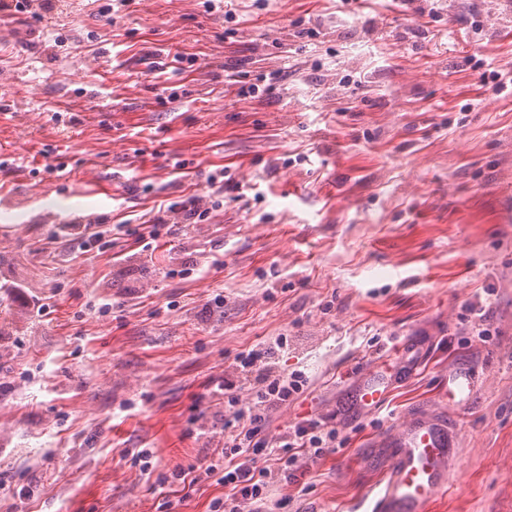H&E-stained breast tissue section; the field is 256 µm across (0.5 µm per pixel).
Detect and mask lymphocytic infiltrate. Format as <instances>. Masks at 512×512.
<instances>
[{"label": "lymphocytic infiltrate", "instance_id": "obj_1", "mask_svg": "<svg viewBox=\"0 0 512 512\" xmlns=\"http://www.w3.org/2000/svg\"><path fill=\"white\" fill-rule=\"evenodd\" d=\"M207 184L211 190L208 200L193 195L174 201L161 206L156 215L145 221L149 239L157 240L164 232L175 236L186 225L205 223L233 181L227 178L225 169L218 168L208 174ZM287 345V338L280 336L237 354V379L252 383L250 403H240L235 392L237 379L222 378L209 384L210 395L223 397L236 430L214 448L209 460L189 465L176 474L177 479L194 485L213 479L224 484L225 495L213 498L208 512H267L274 483L291 478L299 468L300 458H323L336 440L335 431L314 419L296 422L277 444H270L263 437L262 429L271 412L302 394L307 385L303 373L285 374L272 367L275 352Z\"/></svg>", "mask_w": 512, "mask_h": 512}]
</instances>
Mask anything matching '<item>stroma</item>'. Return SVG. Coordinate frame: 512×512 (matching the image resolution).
I'll return each instance as SVG.
<instances>
[{
  "instance_id": "35a3bbf8",
  "label": "stroma",
  "mask_w": 512,
  "mask_h": 512,
  "mask_svg": "<svg viewBox=\"0 0 512 512\" xmlns=\"http://www.w3.org/2000/svg\"><path fill=\"white\" fill-rule=\"evenodd\" d=\"M203 4L0 16V159L17 165L0 179V512H164L158 478L232 433L209 381L279 336L276 368L308 387L265 437L312 417L337 439L273 499L352 512L381 477L375 442L443 410L458 369L474 393L444 409L457 458L432 512H512V84L474 72L512 73V0H234L229 21ZM273 66L269 92L239 96ZM219 166L238 190L138 253L139 217L206 195ZM97 220L127 228L82 252L67 224ZM377 369L388 401L360 409Z\"/></svg>"
}]
</instances>
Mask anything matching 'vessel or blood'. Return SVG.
I'll list each match as a JSON object with an SVG mask.
<instances>
[{
	"instance_id": "b4317fda",
	"label": "vessel or blood",
	"mask_w": 512,
	"mask_h": 512,
	"mask_svg": "<svg viewBox=\"0 0 512 512\" xmlns=\"http://www.w3.org/2000/svg\"><path fill=\"white\" fill-rule=\"evenodd\" d=\"M390 387L379 377L365 381L359 402L368 409L384 404ZM472 392L468 373L448 374V401L456 404ZM456 452V432L446 420L418 418L404 434L380 441L375 455L383 463V486L375 512H428L448 488V462Z\"/></svg>"
}]
</instances>
